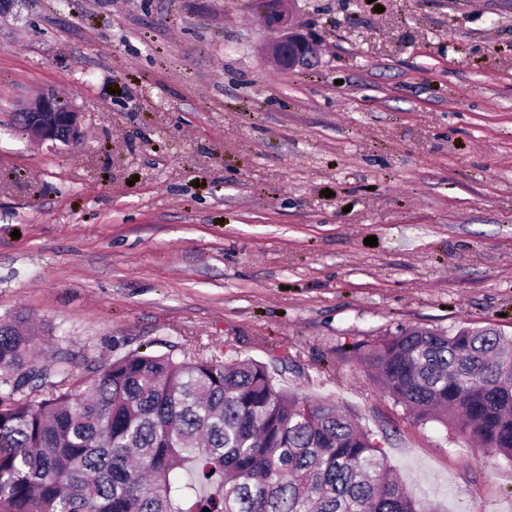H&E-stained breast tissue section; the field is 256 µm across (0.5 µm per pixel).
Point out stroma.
Listing matches in <instances>:
<instances>
[{
    "label": "stroma",
    "instance_id": "35a3bbf8",
    "mask_svg": "<svg viewBox=\"0 0 512 512\" xmlns=\"http://www.w3.org/2000/svg\"><path fill=\"white\" fill-rule=\"evenodd\" d=\"M293 12L321 56L283 71L255 0L0 8V318L80 373L173 344L286 360L280 386L350 413L425 512H512V461L362 361L405 326L512 333V0ZM48 89L80 143L15 125Z\"/></svg>",
    "mask_w": 512,
    "mask_h": 512
}]
</instances>
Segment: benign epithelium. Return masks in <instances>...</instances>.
Wrapping results in <instances>:
<instances>
[{
    "instance_id": "benign-epithelium-1",
    "label": "benign epithelium",
    "mask_w": 512,
    "mask_h": 512,
    "mask_svg": "<svg viewBox=\"0 0 512 512\" xmlns=\"http://www.w3.org/2000/svg\"><path fill=\"white\" fill-rule=\"evenodd\" d=\"M290 2L292 0H275L266 9L280 32L279 38L268 46L267 53L283 70L307 69L318 63L321 40L310 29L292 22ZM19 112L23 115L24 132L35 142L75 144L82 137L76 108L61 106L51 90L42 92Z\"/></svg>"
}]
</instances>
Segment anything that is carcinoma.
I'll return each instance as SVG.
<instances>
[{
  "mask_svg": "<svg viewBox=\"0 0 512 512\" xmlns=\"http://www.w3.org/2000/svg\"><path fill=\"white\" fill-rule=\"evenodd\" d=\"M0 318V512H423L373 435L265 363L171 348L75 375ZM422 420L512 461V335L401 327L364 357Z\"/></svg>",
  "mask_w": 512,
  "mask_h": 512,
  "instance_id": "cac0c4a2",
  "label": "carcinoma"
}]
</instances>
